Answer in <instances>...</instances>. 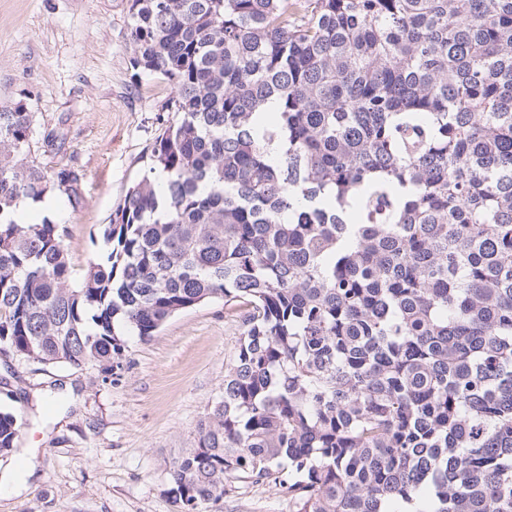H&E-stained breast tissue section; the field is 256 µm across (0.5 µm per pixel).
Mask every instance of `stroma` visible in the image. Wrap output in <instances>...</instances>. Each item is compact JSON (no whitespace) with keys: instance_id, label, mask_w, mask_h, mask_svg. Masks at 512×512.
I'll return each instance as SVG.
<instances>
[{"instance_id":"35a3bbf8","label":"stroma","mask_w":512,"mask_h":512,"mask_svg":"<svg viewBox=\"0 0 512 512\" xmlns=\"http://www.w3.org/2000/svg\"><path fill=\"white\" fill-rule=\"evenodd\" d=\"M130 0H0V109L33 112L28 162L79 176L81 203L61 205L75 274L98 256L104 228L143 177L171 120V89L134 70ZM239 313L223 300L189 308L149 341L126 337L111 369L0 353V406L23 419L0 458V512H177L173 461L224 395ZM216 512H292L274 481L228 486Z\"/></svg>"}]
</instances>
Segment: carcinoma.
<instances>
[{
    "instance_id": "obj_1",
    "label": "carcinoma",
    "mask_w": 512,
    "mask_h": 512,
    "mask_svg": "<svg viewBox=\"0 0 512 512\" xmlns=\"http://www.w3.org/2000/svg\"><path fill=\"white\" fill-rule=\"evenodd\" d=\"M129 40L174 119L77 283L13 209L77 174L0 110V351L110 369L236 302L179 512L272 476L293 512H512V0H131Z\"/></svg>"
}]
</instances>
